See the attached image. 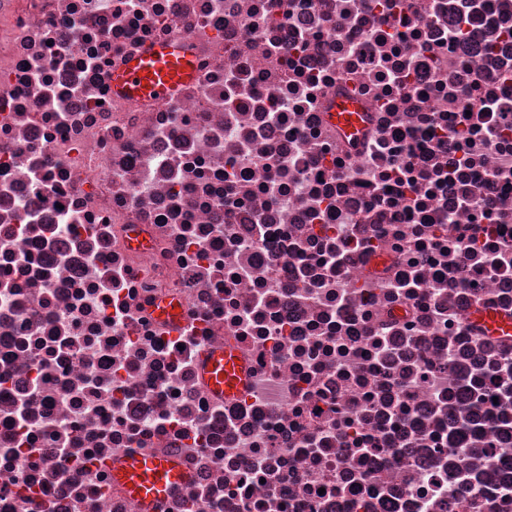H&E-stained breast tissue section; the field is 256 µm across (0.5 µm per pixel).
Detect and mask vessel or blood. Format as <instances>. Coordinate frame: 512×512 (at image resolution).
I'll return each instance as SVG.
<instances>
[{"instance_id": "b4317fda", "label": "vessel or blood", "mask_w": 512, "mask_h": 512, "mask_svg": "<svg viewBox=\"0 0 512 512\" xmlns=\"http://www.w3.org/2000/svg\"><path fill=\"white\" fill-rule=\"evenodd\" d=\"M197 61L183 39L173 38L153 46L113 71L112 86L133 97H166L190 81ZM362 107L353 98L336 100L326 114L329 126L348 138L362 127ZM467 319L479 335L512 339V312L477 303ZM204 376L212 395L231 401L244 394L249 376L240 356L232 349L204 352ZM188 477L178 459L130 450L112 462V482L139 506L140 512H156L158 502Z\"/></svg>"}]
</instances>
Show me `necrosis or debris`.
<instances>
[{"label":"necrosis or debris","instance_id":"obj_1","mask_svg":"<svg viewBox=\"0 0 512 512\" xmlns=\"http://www.w3.org/2000/svg\"><path fill=\"white\" fill-rule=\"evenodd\" d=\"M176 36L191 83L113 91ZM477 300L512 310V0H0V512H138L131 448L190 474L162 512H512L450 392L512 384ZM362 106L351 97L336 100L326 113L329 126L348 138H355L362 127ZM202 360L206 383L215 398L231 401L246 392L249 376L242 359L234 350L206 351L202 354Z\"/></svg>","mask_w":512,"mask_h":512}]
</instances>
